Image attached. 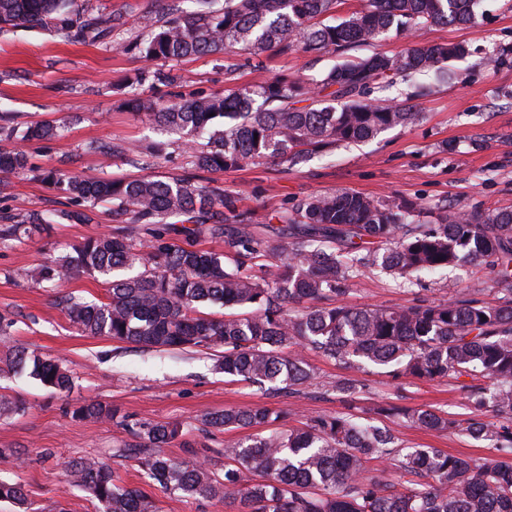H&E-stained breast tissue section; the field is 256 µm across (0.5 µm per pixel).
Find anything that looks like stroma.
I'll list each match as a JSON object with an SVG mask.
<instances>
[{"label": "stroma", "instance_id": "1", "mask_svg": "<svg viewBox=\"0 0 512 512\" xmlns=\"http://www.w3.org/2000/svg\"><path fill=\"white\" fill-rule=\"evenodd\" d=\"M126 20V43L144 38L138 24L146 11H163L169 0H99ZM419 42L463 43L471 55L451 63L453 80L418 76L397 83L382 97L387 103L402 100L417 86L427 88L418 103L422 118L398 126L375 139L336 148L332 154L285 169L271 161L247 163L241 168L206 173L219 191L241 197L243 209L263 213L267 203L294 204L316 193L346 189L375 198L397 197L430 210L512 209V0H483L475 23L430 25L417 33ZM124 47L76 43L42 29L0 32V114L23 125L41 119H59V137L26 143L32 162L96 175L129 173L121 159L110 163L86 152L92 141L135 142L148 147L167 145L157 159L155 174H182L186 156L177 135L154 124L143 113L124 105L118 90L128 75L144 69L136 52ZM239 69L224 73L219 56H191L164 63L171 85L140 87L143 97L186 98L198 91L258 86L281 75L311 77L338 62L331 52L268 51L258 57L238 55ZM63 194L53 185L12 177L7 193H0V215L22 216L58 208ZM116 222L110 205L98 207L88 224H51L32 237L0 244V312L11 313L13 334L0 337V351L24 345L60 359L72 372L75 385L58 394L0 371V397L25 405L23 414L0 420V478L20 481L30 512H97L87 493L68 483L64 464L76 457L108 463L123 484L146 488L133 460L114 451L131 443V436L113 422L91 423L72 418L71 411L87 399L120 413L160 422H179L183 434L166 447L171 457L216 458L225 440L245 441L252 430H211L202 434L206 415L229 407H287L296 403L301 416L288 418L293 427L305 419L341 410L336 393L325 391L328 382L344 376L343 368L312 352L307 360L318 387L289 400L255 386L233 383L215 368L218 355L210 350L164 352L144 350L105 337L85 336L70 324L57 301L58 289L38 280L34 271L45 256L69 252L88 237L111 233ZM483 299L493 296L488 271L477 262H465L412 285H400L392 275L367 270L348 283L344 303L366 306H411L421 300L451 297L460 290ZM367 392L359 406L372 411L378 402L414 408H441L466 418L465 394L453 382L393 381L383 370L370 367L358 374ZM404 444L436 448L476 461L496 459L485 444L456 435H436L390 420Z\"/></svg>", "mask_w": 512, "mask_h": 512}]
</instances>
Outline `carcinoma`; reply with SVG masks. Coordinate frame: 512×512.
I'll return each instance as SVG.
<instances>
[{"instance_id":"carcinoma-1","label":"carcinoma","mask_w":512,"mask_h":512,"mask_svg":"<svg viewBox=\"0 0 512 512\" xmlns=\"http://www.w3.org/2000/svg\"><path fill=\"white\" fill-rule=\"evenodd\" d=\"M341 0H171L158 16L145 12L150 31L136 44L147 62L188 56L224 57L236 70L237 50L259 54L345 53L394 33L407 42L397 54L347 58L317 77H273L252 88L198 93L169 103L134 98L129 104L184 141L186 167L176 177L151 173L123 178L67 174L29 163L19 143L51 140L55 120L24 127L0 115V188L18 174L57 186L64 208L51 216L89 224L101 203L112 205L122 225L85 239L43 263L37 276L59 287L82 274L108 285L104 301L70 293L59 297L70 324L87 336L154 350H223L216 368L233 382L294 396L315 385L305 354L314 351L354 372L367 365L396 381H453L471 410L458 419L442 410L383 403L376 414L435 434L482 442L501 460L479 463L436 448L407 446L382 422L366 419L357 402L366 388L354 377L329 383L343 409L310 419L302 428L280 426L283 411L266 406L229 407L209 415L218 430L262 428L245 444L224 442V466L182 462L161 452L182 434L181 425L119 416L96 400L72 410L79 420H116L136 444L118 448L164 494L193 500L232 501L238 512H512V210L438 208L420 223L422 205L338 190L308 196L288 209L273 203L263 222H278L273 237L243 236L235 229L252 217L238 198L199 181L201 171H227L256 159L292 169L332 149L369 141L395 126L418 122L413 92L394 106L372 97L418 75H444L448 62L469 56L462 43L423 44L427 25L475 22L481 0H361L336 20ZM125 20L77 0H0V31L42 28L73 42H116ZM162 69L138 70L126 87L168 83ZM86 151L106 160L122 156L133 167L149 151L133 144L91 143ZM38 213L0 219V243L39 230ZM148 238L136 240V225ZM186 224L185 241L169 237ZM224 242V250L199 247L197 238ZM483 263L494 298L471 292L403 307L355 309L341 302L347 283L379 268L411 282L422 273L464 260ZM6 367L58 393L73 386L61 363L26 347H10ZM489 412L495 421L482 415ZM370 460L414 477L400 491L369 476ZM68 481L98 503V512H159L156 500L120 483L111 467L72 458ZM0 502L27 512L22 485L0 480Z\"/></svg>"}]
</instances>
